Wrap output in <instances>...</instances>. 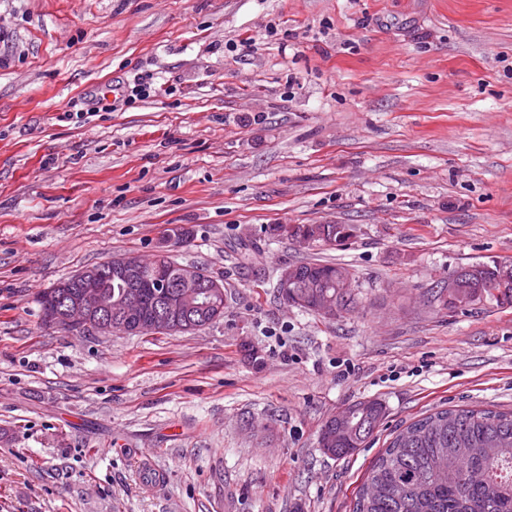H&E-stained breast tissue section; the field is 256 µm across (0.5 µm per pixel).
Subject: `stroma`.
<instances>
[{
	"label": "stroma",
	"instance_id": "stroma-1",
	"mask_svg": "<svg viewBox=\"0 0 512 512\" xmlns=\"http://www.w3.org/2000/svg\"><path fill=\"white\" fill-rule=\"evenodd\" d=\"M143 76L149 96L97 108ZM173 225L223 319L43 325L48 288ZM307 259L351 270L353 309L278 298ZM509 261L512 0H0V512H350L396 428L512 410V306L432 297ZM374 398L369 447L325 454L323 423ZM295 226L296 234L300 232L303 236L295 237L294 241L298 244L307 245L312 243L340 247L344 246L346 242L352 237L353 228L348 224H288ZM287 224H275L268 226L265 233L270 238L293 240L294 234H289ZM305 236V237H304ZM307 237V238H306Z\"/></svg>",
	"mask_w": 512,
	"mask_h": 512
}]
</instances>
